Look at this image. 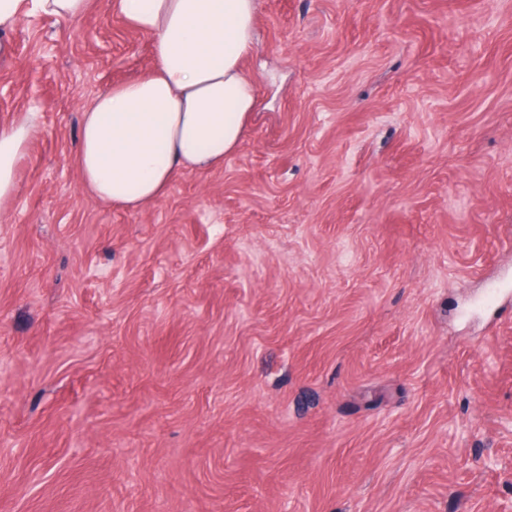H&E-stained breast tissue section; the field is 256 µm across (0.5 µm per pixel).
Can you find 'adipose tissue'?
<instances>
[{
	"label": "adipose tissue",
	"instance_id": "obj_1",
	"mask_svg": "<svg viewBox=\"0 0 512 512\" xmlns=\"http://www.w3.org/2000/svg\"><path fill=\"white\" fill-rule=\"evenodd\" d=\"M90 0H0V31L23 16L76 19ZM127 23L151 39L153 64L83 108L76 152L81 185L100 202L140 209L164 197L183 170L223 165L257 106L245 72L256 0H115ZM37 115L0 126V208L17 190V163Z\"/></svg>",
	"mask_w": 512,
	"mask_h": 512
}]
</instances>
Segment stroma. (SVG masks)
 I'll list each match as a JSON object with an SVG mask.
<instances>
[{
	"label": "stroma",
	"mask_w": 512,
	"mask_h": 512,
	"mask_svg": "<svg viewBox=\"0 0 512 512\" xmlns=\"http://www.w3.org/2000/svg\"><path fill=\"white\" fill-rule=\"evenodd\" d=\"M113 0L0 34V512H512V0H257L223 167L94 201ZM37 115L25 112L19 120L0 126V208L13 200L17 190V163L25 155L37 130Z\"/></svg>",
	"instance_id": "1"
}]
</instances>
